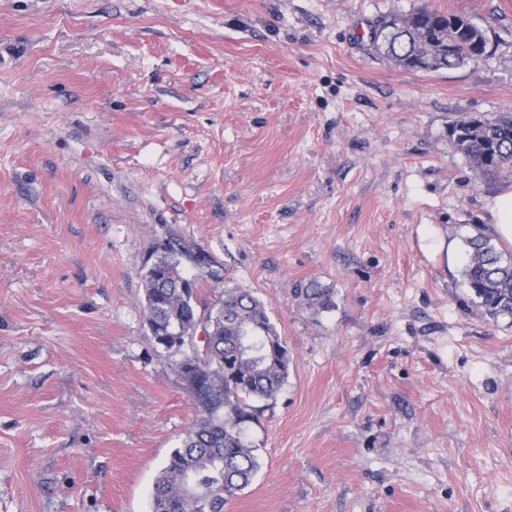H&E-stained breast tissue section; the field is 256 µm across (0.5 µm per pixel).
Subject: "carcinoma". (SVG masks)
Returning <instances> with one entry per match:
<instances>
[{
  "label": "carcinoma",
  "mask_w": 512,
  "mask_h": 512,
  "mask_svg": "<svg viewBox=\"0 0 512 512\" xmlns=\"http://www.w3.org/2000/svg\"><path fill=\"white\" fill-rule=\"evenodd\" d=\"M380 53L411 69L450 70L487 49L486 33L470 16L417 10L382 21L372 33ZM455 46L448 59L447 43ZM451 136L457 151L479 179L512 177V113L496 118L470 117L456 122ZM462 269L472 302L492 320L512 316V256L498 251L490 236L465 239ZM183 252L167 246L143 272L146 320L162 325L174 316L186 326L194 320L214 328L204 350L183 347L178 368L191 393L197 418L157 474L151 512H224L247 488L258 469L243 429L271 407L288 378V348L264 304L243 288L224 289L219 305L198 300L195 281L179 271ZM311 306H332L331 292L310 286L303 291ZM262 405H257V402Z\"/></svg>",
  "instance_id": "cac0c4a2"
}]
</instances>
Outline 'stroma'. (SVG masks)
I'll use <instances>...</instances> for the list:
<instances>
[{
  "label": "stroma",
  "mask_w": 512,
  "mask_h": 512,
  "mask_svg": "<svg viewBox=\"0 0 512 512\" xmlns=\"http://www.w3.org/2000/svg\"><path fill=\"white\" fill-rule=\"evenodd\" d=\"M421 8L489 56L389 61L372 30ZM503 112L512 0H0V512H150L196 417L144 313L171 243L198 299L251 290L288 347L227 512H512V317L461 276L512 178L450 136Z\"/></svg>",
  "instance_id": "stroma-1"
}]
</instances>
